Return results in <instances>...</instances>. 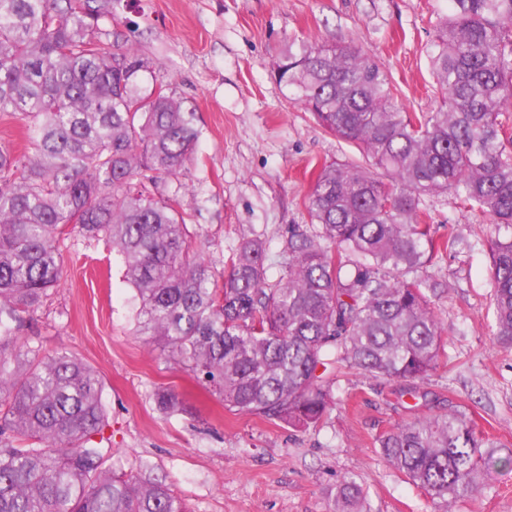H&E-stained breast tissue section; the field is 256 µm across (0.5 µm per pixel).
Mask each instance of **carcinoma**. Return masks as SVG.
I'll return each mask as SVG.
<instances>
[{"mask_svg": "<svg viewBox=\"0 0 512 512\" xmlns=\"http://www.w3.org/2000/svg\"><path fill=\"white\" fill-rule=\"evenodd\" d=\"M111 15L112 0H0V113L29 130L21 153L0 143V512H188L149 466L134 476L106 466L98 372L17 340L22 314L59 284L75 231L120 254L139 332L160 358L203 376L238 414L315 427L344 369L427 396L419 383L444 339L422 271L455 238L435 242L424 196L494 217V335L512 346V0H448L428 50L442 103L428 112L406 111L388 73L352 46L288 45L276 81L382 176L324 166L310 224L288 227L274 282L259 239L216 274L187 233L183 185L159 191L193 159L195 112L142 87L148 64L134 48L105 51L96 27ZM377 444L447 503L512 466L459 409L415 417ZM330 495V512H370L351 477Z\"/></svg>", "mask_w": 512, "mask_h": 512, "instance_id": "cac0c4a2", "label": "carcinoma"}]
</instances>
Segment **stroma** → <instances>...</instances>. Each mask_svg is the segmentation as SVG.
Here are the masks:
<instances>
[{
    "mask_svg": "<svg viewBox=\"0 0 512 512\" xmlns=\"http://www.w3.org/2000/svg\"><path fill=\"white\" fill-rule=\"evenodd\" d=\"M435 11L447 13L448 0H113L98 22L103 46H134L150 66L145 85L164 86L196 113V152L179 180L207 264L223 271L240 243L258 237L277 280L281 242L290 225L308 224L306 199L324 164L362 159L275 82L288 44L358 47L388 71L408 111L426 112L441 100L427 55ZM421 205L437 241L456 239L427 269L448 290L434 299L445 347L424 400L403 395V382L352 371L317 427L231 413L209 384L166 364L137 334L120 256L78 234L66 242L59 288L19 337L99 372L113 469L149 464L191 512H329L327 492L347 475L371 512H512V471L490 472L474 496L448 505L406 482L377 448L384 431L452 407L497 443L498 456L512 452V347L493 334V218L449 196ZM160 388L184 411L160 410Z\"/></svg>",
    "mask_w": 512,
    "mask_h": 512,
    "instance_id": "obj_1",
    "label": "stroma"
}]
</instances>
